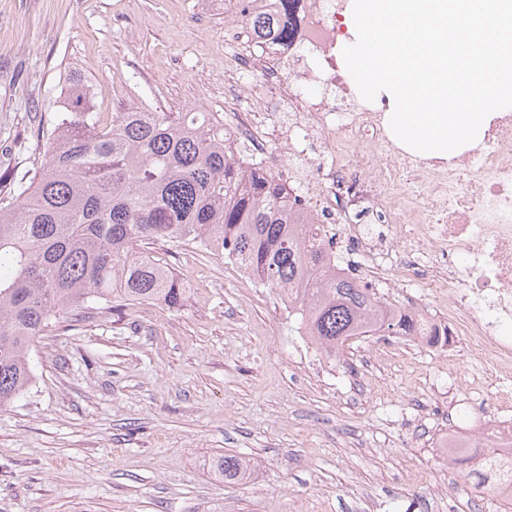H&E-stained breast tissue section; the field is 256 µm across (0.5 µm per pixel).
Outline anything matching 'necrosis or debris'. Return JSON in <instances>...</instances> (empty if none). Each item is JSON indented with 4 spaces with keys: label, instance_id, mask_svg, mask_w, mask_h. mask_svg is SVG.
Instances as JSON below:
<instances>
[{
    "label": "necrosis or debris",
    "instance_id": "necrosis-or-debris-1",
    "mask_svg": "<svg viewBox=\"0 0 512 512\" xmlns=\"http://www.w3.org/2000/svg\"><path fill=\"white\" fill-rule=\"evenodd\" d=\"M241 9L288 25L287 41L233 32L224 78V128L244 166L286 181L295 223L315 220L328 251L357 256L356 271L436 293L429 308L407 301L438 332L408 350L431 351L458 372L453 342L463 337L490 370L498 392L485 431L512 445V113H494L481 136L435 158L392 133L380 97L350 84L340 44L349 36L344 0H240ZM266 92L246 94L242 75ZM288 145L287 152L275 142ZM486 378V379H489ZM486 379L466 385L482 404Z\"/></svg>",
    "mask_w": 512,
    "mask_h": 512
}]
</instances>
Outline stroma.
I'll return each instance as SVG.
<instances>
[{
  "instance_id": "35a3bbf8",
  "label": "stroma",
  "mask_w": 512,
  "mask_h": 512,
  "mask_svg": "<svg viewBox=\"0 0 512 512\" xmlns=\"http://www.w3.org/2000/svg\"><path fill=\"white\" fill-rule=\"evenodd\" d=\"M224 0H0V162L34 167L31 135L68 73L100 112L224 109ZM181 308L90 305L33 345L36 378L0 407V512H505L436 442L481 419L440 358L372 336L331 361L278 292L200 250L155 244ZM251 460L239 483L208 471ZM443 479L449 495H430Z\"/></svg>"
}]
</instances>
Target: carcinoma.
<instances>
[{"label":"carcinoma","instance_id":"1","mask_svg":"<svg viewBox=\"0 0 512 512\" xmlns=\"http://www.w3.org/2000/svg\"><path fill=\"white\" fill-rule=\"evenodd\" d=\"M259 38L288 40L260 15ZM60 111L34 132V170L0 171V407L35 378L30 350L52 316L90 303L182 306L183 278L148 252L157 242L194 244L228 259L265 288L288 293L299 328L329 360L354 336L420 334L417 317L353 278L336 274L308 224L291 221L288 186L235 159L214 112L95 111L91 85L73 72ZM473 492L512 478V458L481 450ZM210 469L226 482L250 461L221 454Z\"/></svg>","mask_w":512,"mask_h":512}]
</instances>
